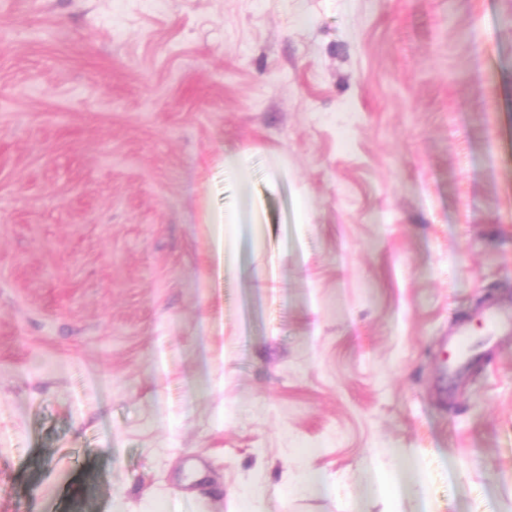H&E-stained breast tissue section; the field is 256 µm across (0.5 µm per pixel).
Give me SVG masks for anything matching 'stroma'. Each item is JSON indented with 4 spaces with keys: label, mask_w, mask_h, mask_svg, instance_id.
I'll use <instances>...</instances> for the list:
<instances>
[{
    "label": "stroma",
    "mask_w": 512,
    "mask_h": 512,
    "mask_svg": "<svg viewBox=\"0 0 512 512\" xmlns=\"http://www.w3.org/2000/svg\"><path fill=\"white\" fill-rule=\"evenodd\" d=\"M247 495L512 512V0H0V512Z\"/></svg>",
    "instance_id": "stroma-1"
}]
</instances>
